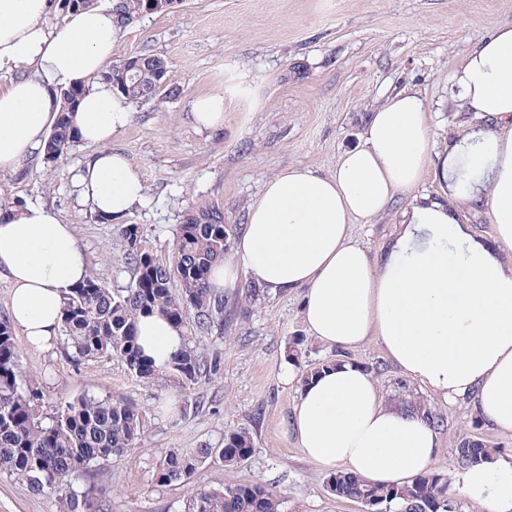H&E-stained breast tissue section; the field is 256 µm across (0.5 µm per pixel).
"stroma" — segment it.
<instances>
[{"label": "stroma", "instance_id": "1", "mask_svg": "<svg viewBox=\"0 0 512 512\" xmlns=\"http://www.w3.org/2000/svg\"><path fill=\"white\" fill-rule=\"evenodd\" d=\"M505 23H512V0H181L127 27L112 50L116 60L150 50L169 64L162 99L132 104L130 124L109 144L141 174L143 203L122 220L96 221L76 189L75 176L94 152L82 143L55 165L37 158L18 172L0 173V185L23 204H44L73 225L90 271L121 289L132 278L122 224L137 225L146 248L162 260L171 259L183 215L197 203L218 204L225 223L243 225L268 178L288 167L333 173L339 155L359 143L370 113L401 89L424 99L432 158L440 160L450 141L487 125L463 108L453 75L464 52ZM219 92L223 127L197 128L194 99ZM440 194L434 171H427L383 215L357 221L358 239L378 255L415 198ZM227 301L223 329H184L197 355L216 366L188 390L174 379L144 383L114 356L77 359L60 341L36 349L16 334L19 371L38 384L44 414L83 393L122 396L140 410V444L104 465L101 512H184L197 493L245 481L281 493L288 512H364L361 503L333 496L328 470L285 436L296 389L282 382L281 368L290 361L302 373L323 361L356 362L373 372L392 406L402 374L377 339L346 351L308 336L301 290L263 292L249 301L239 287ZM410 389L445 420L435 471L454 469L455 449L465 437L486 440L512 460V435L478 422L470 403H442L415 383ZM171 398L180 404L174 413L162 408ZM240 429L253 438L241 465L227 467L214 454L186 481L160 483L167 450L215 451L225 434ZM0 512H58V504L0 471Z\"/></svg>", "mask_w": 512, "mask_h": 512}]
</instances>
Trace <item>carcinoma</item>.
Instances as JSON below:
<instances>
[{
  "label": "carcinoma",
  "mask_w": 512,
  "mask_h": 512,
  "mask_svg": "<svg viewBox=\"0 0 512 512\" xmlns=\"http://www.w3.org/2000/svg\"><path fill=\"white\" fill-rule=\"evenodd\" d=\"M174 4L175 0H115L125 27L164 13ZM136 57L135 70H129L128 59L123 58L112 64L104 79L130 102L161 96L169 72L166 58L149 52ZM87 92L88 87L79 86L61 93L59 118L42 153L44 163L61 161L79 143L73 110ZM20 210V202L3 191L0 220ZM188 214L190 223L177 229L171 261L163 262L140 248L138 227L127 224L121 236L133 266L130 285L113 291L92 273L69 292L62 312V342L75 356L115 355L147 383L171 376L185 389L197 383L201 363L190 347L182 346L165 366L158 367L143 356L137 343V320L142 315L160 314L180 328L191 317L201 328L223 320L224 300L211 288L209 277L228 253L234 228L224 223V211L212 202L196 204ZM18 362L12 325L1 319L0 471L18 477L36 493L55 496L59 512H100L104 487L95 481L92 464L119 456L137 443L142 429L138 407L123 397L84 394L62 403L46 422L40 414L42 392L35 382L21 380ZM398 389L408 409L439 425V415L430 405L413 396L405 399V384ZM252 447L248 432L235 431L224 436L222 448H171L163 457L159 480L185 481L214 454L225 466H237L250 456ZM495 455L497 449L484 441L465 438L455 449V462L464 469ZM78 472L87 474V483L76 489L69 478ZM327 485L332 495L365 502L373 512H459L457 501L448 495V480L440 473L403 486H379L336 471ZM286 504L284 496L262 484L238 482L198 493L184 512H286Z\"/></svg>",
  "instance_id": "1"
}]
</instances>
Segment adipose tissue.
<instances>
[{
  "label": "adipose tissue",
  "instance_id": "ef3b65f1",
  "mask_svg": "<svg viewBox=\"0 0 512 512\" xmlns=\"http://www.w3.org/2000/svg\"><path fill=\"white\" fill-rule=\"evenodd\" d=\"M51 0H0V173L41 154L60 93L87 86L74 115L80 140L99 151L78 176L80 196L115 219L140 203V174L110 138L131 121L127 100L101 83L121 31L111 9L67 13L48 25ZM470 112L494 124L452 141L439 164L442 197L413 202L396 237L371 258L356 220L383 214L397 193L422 179L432 157L428 112L418 92L401 90L366 120L360 145L334 174L292 167L270 177L250 207L234 260L211 281L232 289L239 274L268 294L303 289L301 316L326 346L354 349L376 337L402 374L439 400L471 398L481 419L512 433V25L467 50L455 72ZM467 172L469 189L458 178ZM487 206L495 241L463 224L458 204ZM0 274L11 282L9 313L31 345L57 334L65 295L89 275L71 225L40 204L0 222ZM145 357L164 366L182 331L153 314L137 322ZM286 425L311 460L379 485L431 472L439 434L420 415L384 404L364 368L345 363L299 382ZM450 485L486 512H512V462L494 458L454 471Z\"/></svg>",
  "mask_w": 512,
  "mask_h": 512
}]
</instances>
